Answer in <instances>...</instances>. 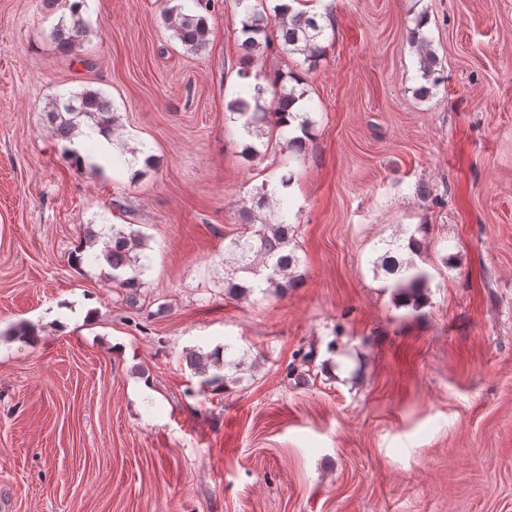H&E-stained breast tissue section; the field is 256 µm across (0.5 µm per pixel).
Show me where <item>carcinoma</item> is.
Listing matches in <instances>:
<instances>
[{
    "instance_id": "carcinoma-1",
    "label": "carcinoma",
    "mask_w": 512,
    "mask_h": 512,
    "mask_svg": "<svg viewBox=\"0 0 512 512\" xmlns=\"http://www.w3.org/2000/svg\"><path fill=\"white\" fill-rule=\"evenodd\" d=\"M85 0H73L69 14L59 17L51 35L58 53L69 56L80 47L88 28L81 7ZM236 8L247 14V21L238 29V41L243 56L252 59L276 45L288 54L301 55L310 64L323 54L320 39L327 25L318 16L298 11L290 16L281 11L280 5L268 9L266 0H235ZM164 21L172 36L193 53L206 48L211 29L206 16L186 13L183 5L166 8ZM411 39L415 48L418 72L422 84L417 93L426 97L445 82L439 59L432 49L431 39L420 28L421 18L414 20ZM244 90L225 103L228 120L239 126L244 142L241 155L246 160L262 156L278 133L276 114L284 112L296 98L295 87L282 75L252 73L249 69L238 71ZM56 138L70 142L81 133V127L96 128L110 134H119L117 118L112 102L100 91L84 89L56 97L46 110ZM124 167L133 170L132 179L141 177L154 168L156 157L146 146L123 148ZM256 210H244L248 229L224 238V260L230 266V276L224 278V288L229 295L247 299L255 292H284L288 285L301 279V262L291 248L292 225L288 224V211L283 201L268 196L261 188L255 198ZM146 237L138 230L126 229L116 224H104L99 232H89L86 243L92 252L85 255L74 253L72 263L80 265L90 260L110 269L112 283L119 288L130 289L129 300L135 301L137 289L144 285L142 276L147 265L142 255ZM103 247L97 251V243ZM422 244L415 236L407 239L382 241L379 254L373 261V270L389 276L386 289L394 300L416 308L427 301L431 275L416 264L414 255ZM219 350L202 353L196 350L186 355V362L203 388L224 391L227 386L240 382L241 377L229 375L226 369H239L241 362L220 360Z\"/></svg>"
}]
</instances>
